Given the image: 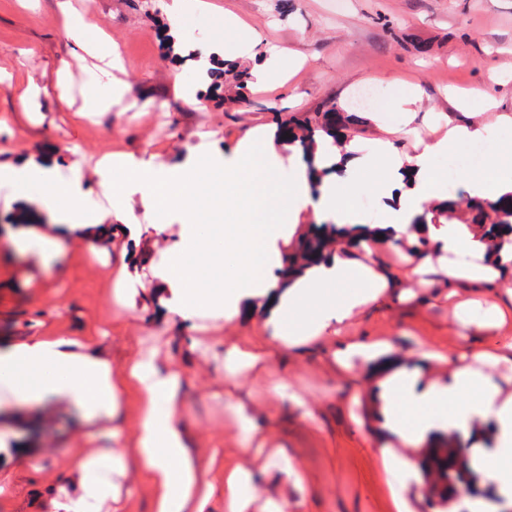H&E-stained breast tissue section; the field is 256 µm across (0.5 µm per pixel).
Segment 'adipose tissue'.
<instances>
[{"label": "adipose tissue", "mask_w": 512, "mask_h": 512, "mask_svg": "<svg viewBox=\"0 0 512 512\" xmlns=\"http://www.w3.org/2000/svg\"><path fill=\"white\" fill-rule=\"evenodd\" d=\"M58 7L69 17L73 38L100 62L78 115L111 111L126 93L117 75L122 68L118 48L98 24L74 12L70 0H58ZM511 125L512 114L506 112L491 124L452 122L445 136L418 140L414 153L406 155L394 154L386 139L378 140L371 156L360 155L353 140L318 145L316 156L386 170L378 194L387 201L389 221L376 233L363 230L347 201V188L337 180L311 191L301 166L281 180L265 162L266 136L247 135L230 164L207 141L192 148L178 169L150 157L108 154L95 168L96 195L83 188L80 172L63 171L49 161L1 162V191L12 200H37L57 218L53 224L18 229L31 251L52 252L63 233L88 253H102L146 231L164 234L168 218L180 217L177 240L150 267L152 294L169 323L191 330L190 348L198 359L223 375L224 402L239 430L238 461L195 452L185 375L160 347L118 364L89 336L22 337L0 349V412L65 403L111 441L110 447L72 458L74 488L50 499V512H108L109 503L119 499L120 478L131 470L141 474L149 490L151 512H249L255 505L260 512H288L287 500L261 498L260 480L274 468L298 487L306 477L259 415L255 396L289 400L303 409L308 403L290 396L287 377L268 364L264 348L270 342L285 349L322 347L334 369L364 364L375 382L381 425L403 444L465 430L477 420L493 424L497 446L487 454L485 468L500 493L512 495V393H504L487 369L491 362L512 363V341L493 352L460 354L449 361L443 378L395 357L385 341L341 335L356 308L377 302L392 288L399 299L413 297L416 289L428 287L423 274L432 269L448 283V298L463 326L505 323L512 314V290L499 297L493 291L512 278V248L492 251L482 225L443 217L445 197L430 159L449 146L488 139L496 128ZM464 183L469 196L490 201L512 192V142L466 173ZM135 195L152 204L157 224L131 223L126 202ZM103 198L108 201L104 207L99 204ZM275 201L297 216L325 213L337 227L361 229L357 247L336 248L291 278L277 275L283 252L296 245L297 227L273 221ZM420 238L440 253L439 263L409 253V274L393 279L382 253ZM258 312L264 315L263 333L250 343L219 349L199 335L206 323L229 325L241 314Z\"/></svg>", "instance_id": "1"}]
</instances>
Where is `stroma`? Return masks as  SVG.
I'll return each instance as SVG.
<instances>
[{
	"mask_svg": "<svg viewBox=\"0 0 512 512\" xmlns=\"http://www.w3.org/2000/svg\"><path fill=\"white\" fill-rule=\"evenodd\" d=\"M73 2L118 45L128 90L111 112L77 116L72 107L93 77L95 60L72 39L57 0H0V68L14 75L13 81H0V150L36 159L48 155L64 169L79 164L87 188L95 186L94 164L106 154L151 155L174 166L206 138L229 156L248 133L275 131L276 117L348 106L364 91L377 98L362 112L363 153L374 151L386 128L393 131L394 147L406 151L407 139L396 132L405 121L427 136L437 132L439 119L465 122L470 113L484 111L481 99L463 109L450 94L485 85L491 68L504 81L490 87V94L498 111L512 113V0H292L286 8L280 0H204L179 19L164 13L160 0ZM229 13L243 28L240 43L225 49V59L247 53L260 60L276 47L299 65L287 80L248 87L247 102L211 99L206 108H194L183 88L197 81V71L192 62L171 61L165 37L190 29L195 42H206ZM63 63L69 73L66 101L56 86ZM28 81L38 88L29 117L17 100L19 85ZM411 93L417 97L412 119L393 107ZM339 179L350 187L349 202L364 219L387 221L373 190L385 181V171L349 167ZM47 221L35 204L0 196V347L37 331L91 336L120 362L136 341L163 337L184 362L199 453L217 448L234 458L238 429L219 398L224 383L190 357L189 330L169 327L161 306L149 298L139 299L125 325H118L112 298L118 254L104 261L65 240L61 255L49 259L18 243V224ZM428 293L424 301L392 299L363 307L343 333L388 339L412 363L420 362L422 351L436 352L428 367L442 373L448 370L446 357L467 347L491 351L512 336V317L500 327H461L440 276H433ZM273 364L309 401L313 416L263 403L292 463L307 477L298 488L272 470L262 483L265 494L286 499L288 512H395L378 452L390 435L378 424L366 369L357 364L335 373L320 354L280 351ZM22 414L0 451V484L6 486L0 512H48L46 500L72 486L71 457L101 449L106 441L65 404L26 407Z\"/></svg>",
	"mask_w": 512,
	"mask_h": 512,
	"instance_id": "35a3bbf8",
	"label": "stroma"
}]
</instances>
